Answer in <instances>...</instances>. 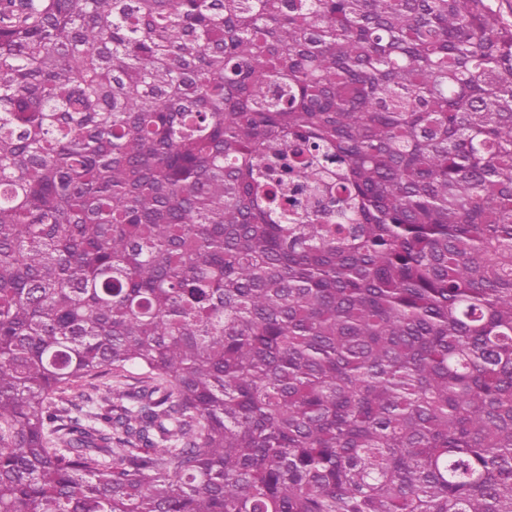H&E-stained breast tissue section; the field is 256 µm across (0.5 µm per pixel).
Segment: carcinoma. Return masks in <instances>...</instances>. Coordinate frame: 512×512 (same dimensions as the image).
<instances>
[{
  "instance_id": "obj_1",
  "label": "carcinoma",
  "mask_w": 512,
  "mask_h": 512,
  "mask_svg": "<svg viewBox=\"0 0 512 512\" xmlns=\"http://www.w3.org/2000/svg\"><path fill=\"white\" fill-rule=\"evenodd\" d=\"M0 512H512L489 0H0Z\"/></svg>"
}]
</instances>
